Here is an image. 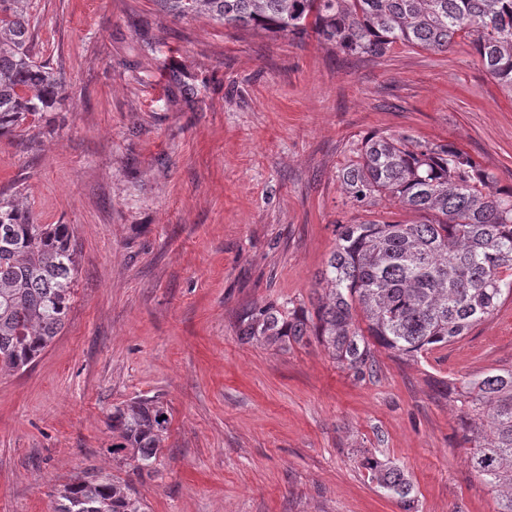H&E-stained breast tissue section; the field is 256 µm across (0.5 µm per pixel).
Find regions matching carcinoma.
Segmentation results:
<instances>
[{"label": "carcinoma", "mask_w": 512, "mask_h": 512, "mask_svg": "<svg viewBox=\"0 0 512 512\" xmlns=\"http://www.w3.org/2000/svg\"><path fill=\"white\" fill-rule=\"evenodd\" d=\"M25 0H0V136L65 99L63 75L35 58ZM179 20L207 14L226 29H259L343 52L383 55L398 42L446 52L464 37L480 64L512 95V0H156ZM345 204L383 203L411 222L334 224L313 309L270 302L246 312L239 337L288 350L315 337L355 379L374 374L371 343L418 357L469 335L512 300V186H497L448 144L371 133L339 172ZM68 224H37L0 197V368L26 369L64 327L79 257ZM362 316L366 328L356 323ZM456 395L471 472L512 512V368L448 383ZM168 407L138 398L113 408L112 457L140 475L155 470ZM370 479L418 512L400 466L362 452ZM54 512H147L131 484L84 474L56 490Z\"/></svg>", "instance_id": "1"}]
</instances>
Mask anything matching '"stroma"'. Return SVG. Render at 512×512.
<instances>
[{
	"mask_svg": "<svg viewBox=\"0 0 512 512\" xmlns=\"http://www.w3.org/2000/svg\"><path fill=\"white\" fill-rule=\"evenodd\" d=\"M28 13L69 98L0 137V193L71 225L80 264L62 332L0 372V512H53L87 471L127 479L149 512H403L364 450L404 469L418 512H495L445 383L512 368V301L422 357L375 347L362 382L317 341L238 337L254 306L309 303L353 215L337 172L367 134L453 145L512 186V96L469 41L361 56L154 0ZM144 396L170 424L141 477L113 461L109 416Z\"/></svg>",
	"mask_w": 512,
	"mask_h": 512,
	"instance_id": "1",
	"label": "stroma"
}]
</instances>
